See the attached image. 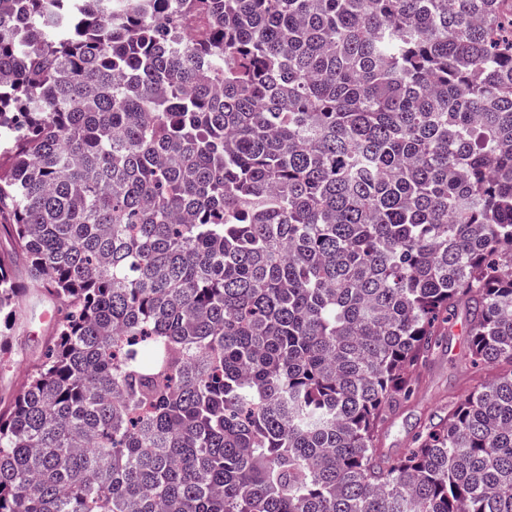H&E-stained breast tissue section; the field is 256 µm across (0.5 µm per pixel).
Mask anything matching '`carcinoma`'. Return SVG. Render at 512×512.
I'll return each mask as SVG.
<instances>
[{"mask_svg":"<svg viewBox=\"0 0 512 512\" xmlns=\"http://www.w3.org/2000/svg\"><path fill=\"white\" fill-rule=\"evenodd\" d=\"M0 224V512H512V0H0ZM57 303L46 293H34L27 301V314L17 325L10 342L9 359L0 366V408L9 404L29 369L42 357L50 343ZM427 364L413 374V393L382 430L381 448L392 455L412 448L423 425L437 422L449 400L465 397L474 387L508 370L507 364L474 368L468 358L466 336L453 326L439 336Z\"/></svg>","mask_w":512,"mask_h":512,"instance_id":"1","label":"carcinoma"}]
</instances>
